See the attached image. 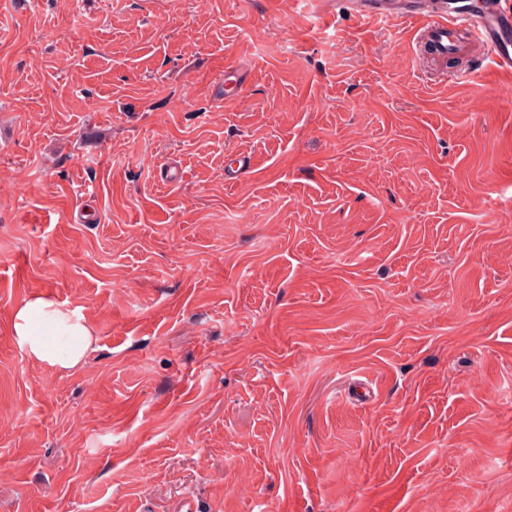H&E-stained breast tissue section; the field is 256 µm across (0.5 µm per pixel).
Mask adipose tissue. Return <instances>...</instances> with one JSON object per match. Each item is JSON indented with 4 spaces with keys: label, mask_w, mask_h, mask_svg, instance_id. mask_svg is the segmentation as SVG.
I'll list each match as a JSON object with an SVG mask.
<instances>
[{
    "label": "adipose tissue",
    "mask_w": 512,
    "mask_h": 512,
    "mask_svg": "<svg viewBox=\"0 0 512 512\" xmlns=\"http://www.w3.org/2000/svg\"><path fill=\"white\" fill-rule=\"evenodd\" d=\"M11 334L34 362L61 369L76 367L93 340L80 309L36 295L19 305L11 319Z\"/></svg>",
    "instance_id": "adipose-tissue-1"
}]
</instances>
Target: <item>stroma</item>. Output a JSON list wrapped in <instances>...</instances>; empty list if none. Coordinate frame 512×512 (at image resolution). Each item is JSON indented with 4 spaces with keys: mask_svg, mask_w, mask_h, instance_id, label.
I'll return each instance as SVG.
<instances>
[{
    "mask_svg": "<svg viewBox=\"0 0 512 512\" xmlns=\"http://www.w3.org/2000/svg\"><path fill=\"white\" fill-rule=\"evenodd\" d=\"M458 70L343 0H0V512H512V86ZM11 336L32 361L70 369L81 362L94 335L79 308L36 295L14 310Z\"/></svg>",
    "mask_w": 512,
    "mask_h": 512,
    "instance_id": "35a3bbf8",
    "label": "stroma"
}]
</instances>
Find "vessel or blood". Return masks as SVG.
Wrapping results in <instances>:
<instances>
[{"mask_svg":"<svg viewBox=\"0 0 512 512\" xmlns=\"http://www.w3.org/2000/svg\"><path fill=\"white\" fill-rule=\"evenodd\" d=\"M363 17L415 20L442 56L465 54L491 61L496 73L512 80V7L504 0H480L476 9L458 0H348Z\"/></svg>","mask_w":512,"mask_h":512,"instance_id":"vessel-or-blood-1","label":"vessel or blood"}]
</instances>
